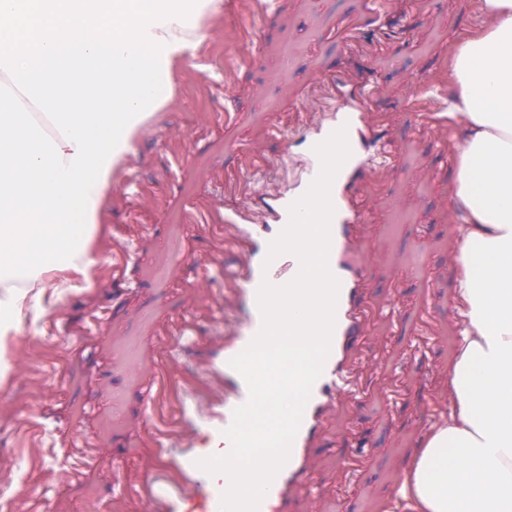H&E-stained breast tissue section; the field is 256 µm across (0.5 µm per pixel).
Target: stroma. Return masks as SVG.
<instances>
[{
	"label": "stroma",
	"mask_w": 512,
	"mask_h": 512,
	"mask_svg": "<svg viewBox=\"0 0 512 512\" xmlns=\"http://www.w3.org/2000/svg\"><path fill=\"white\" fill-rule=\"evenodd\" d=\"M484 22L477 0H222L193 56L171 68L173 101L133 144L128 193L113 184L89 243L91 282L59 296L46 280L9 335L0 376V500L12 512H141L139 488L177 452L184 403L218 391L210 342L236 310L225 298V211L270 221L263 194L301 185L313 127L346 78L391 166L359 170L364 304L383 315L350 366L359 390L311 451L292 512H410L413 448L443 420L459 329L449 300L462 207L463 123L447 113L450 49ZM134 255L122 279L112 265Z\"/></svg>",
	"instance_id": "1"
}]
</instances>
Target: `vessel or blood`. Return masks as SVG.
<instances>
[{"label":"vessel or blood","mask_w":512,"mask_h":512,"mask_svg":"<svg viewBox=\"0 0 512 512\" xmlns=\"http://www.w3.org/2000/svg\"><path fill=\"white\" fill-rule=\"evenodd\" d=\"M367 106L368 100L364 97L340 105L336 113L316 128L310 139L311 144H318L335 130L337 123L347 124L352 154L347 161L346 172L350 175L369 164ZM331 199L335 214L331 223L329 266L340 281V291L330 353L322 375L313 386L290 458L268 487L259 512H288L289 492L300 486L307 474L310 448L324 419L337 400L354 391L350 375L353 354L367 325L380 315L379 310L367 308L359 299L362 258L354 250L352 242L362 215L352 206L345 192L332 194ZM224 221L239 228L236 235L227 239L236 254L233 265L224 269V288L233 294L236 303L246 305L249 313L233 322L225 333L221 351L216 352L209 363L210 375L224 381L223 394L198 419L200 432L212 440L222 439L224 430L232 422L234 409L249 398L246 382L236 370L225 366L224 359L245 348L261 327L257 290L262 280L277 285L299 270L295 261L286 264L278 259L267 261L268 240L257 239L251 231L244 229V216L228 212ZM207 455V450L184 445L181 452L171 459L167 470L160 472L146 489L145 500L161 505L163 512H221L223 476L207 474L196 465L198 459Z\"/></svg>","instance_id":"1"}]
</instances>
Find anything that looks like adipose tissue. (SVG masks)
I'll list each match as a JSON object with an SVG mask.
<instances>
[{"mask_svg": "<svg viewBox=\"0 0 512 512\" xmlns=\"http://www.w3.org/2000/svg\"><path fill=\"white\" fill-rule=\"evenodd\" d=\"M478 7L491 23L457 41L448 77L464 119L450 300L463 329L448 421L410 457L412 512H512V0Z\"/></svg>", "mask_w": 512, "mask_h": 512, "instance_id": "1", "label": "adipose tissue"}]
</instances>
